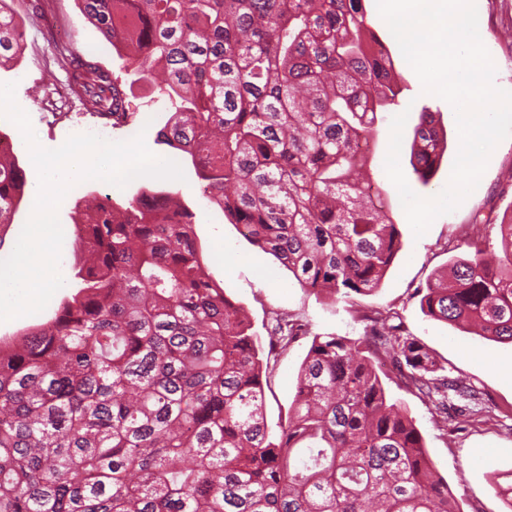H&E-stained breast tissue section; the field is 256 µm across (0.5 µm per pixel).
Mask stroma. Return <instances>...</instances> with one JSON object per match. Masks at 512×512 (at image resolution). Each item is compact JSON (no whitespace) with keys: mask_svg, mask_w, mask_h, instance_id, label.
<instances>
[{"mask_svg":"<svg viewBox=\"0 0 512 512\" xmlns=\"http://www.w3.org/2000/svg\"><path fill=\"white\" fill-rule=\"evenodd\" d=\"M478 28L497 73L498 87L512 91V0H478ZM22 33V49L10 64L0 67V82L16 85L18 105L30 116L42 145L60 147L73 134L95 125V118L80 116L81 106L72 103L69 115L49 120V98L66 93V70L55 58L57 33H64L72 56L98 63L119 73L121 62L111 44L101 37L83 15L78 0H8ZM370 28L386 42L401 76L402 91L392 111L378 115L379 135L371 149L367 173L384 188L392 217L401 233L402 250L381 288L358 300L328 303L321 295L301 288L292 274L267 251L245 240L223 212L197 194L199 180L179 151L158 144L157 133L168 115L148 97L150 86L139 82L128 95L130 118L111 128L109 138L125 141L144 134L147 147L157 156L177 162L185 178L166 181V188L180 192L197 209L196 227L206 263L224 288L226 296L242 306L259 336H266L272 317L286 313L302 319L310 333L294 343L276 363L266 391V415L277 422L286 413L295 393L296 375L314 335L363 336L359 307H379L396 313L404 327L436 354L445 375L460 377L483 392L488 407L466 419L461 430L445 432L439 414L428 400L409 388L392 366H384L383 381L391 399L409 410L420 430L428 454L447 480L463 512H506L503 498L492 487V477L512 474V346L488 341L425 316L414 290L433 274L445 271L452 256L469 245L492 258L500 251L499 227L512 224V138L492 153L475 191L454 212L437 217L422 237H415L405 216L399 194L385 172L393 116L408 119L403 131L400 165L412 190L431 197L447 184L459 148L452 107L441 98L422 94L417 76L405 61L399 45L376 8L365 0ZM435 112L446 135L448 148L441 167L429 186H422L410 165L412 129L421 108Z\"/></svg>","mask_w":512,"mask_h":512,"instance_id":"1","label":"stroma"}]
</instances>
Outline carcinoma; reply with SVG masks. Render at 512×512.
<instances>
[{"instance_id":"cac0c4a2","label":"carcinoma","mask_w":512,"mask_h":512,"mask_svg":"<svg viewBox=\"0 0 512 512\" xmlns=\"http://www.w3.org/2000/svg\"><path fill=\"white\" fill-rule=\"evenodd\" d=\"M5 2L0 58L21 50ZM80 2L127 74L169 103L157 141L190 159L247 241L332 302L381 287L401 236L362 195L369 158L353 144L377 140L399 88L363 0ZM74 79L87 110L127 111L113 73L79 62ZM441 136L421 109L410 165L424 185ZM25 187L18 159L0 160V224ZM77 231V292L0 346V512H461L380 358L452 432L448 400L476 408L482 393L439 374L391 313L363 312L358 339L314 336L273 428L271 358L308 330L277 313L267 339L252 331L209 273L186 201L144 185ZM501 241L502 255L476 246L417 289L426 315L512 344V233Z\"/></svg>"}]
</instances>
